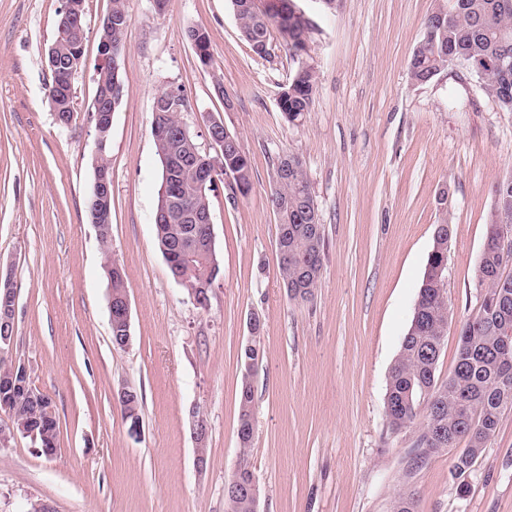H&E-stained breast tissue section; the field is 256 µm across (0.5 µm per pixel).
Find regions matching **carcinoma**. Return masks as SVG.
Wrapping results in <instances>:
<instances>
[{"mask_svg":"<svg viewBox=\"0 0 512 512\" xmlns=\"http://www.w3.org/2000/svg\"><path fill=\"white\" fill-rule=\"evenodd\" d=\"M239 31L254 54L267 55L269 30L279 28L288 51L300 55L305 48L304 32L296 21L283 27L270 9L262 12L255 7L239 9L242 0H231ZM112 50L117 59L125 51V36L130 21L125 0H112ZM202 34L196 54L204 66L213 65L209 51L207 29L191 25L186 36ZM86 34L56 35L53 44L61 58L83 47ZM512 55V0H454L452 10L439 18L429 15L422 38L416 44L410 62V75L415 81L448 69V57L459 62L480 63L485 66L476 75L482 87L504 112H512V65L507 68L488 67L503 50ZM316 92V78L312 69L298 65L280 96V111L290 124L303 120L310 112ZM186 97L180 98L176 108H165L153 114L152 127L169 134L155 142L157 155L175 159V176H162L156 210L169 209L167 216L155 221L159 247L167 250L169 260L181 262L177 250L179 242L189 236H201L199 225L182 219L189 210L211 209L208 188L199 186L196 156L204 155L195 137H178L180 114L187 110ZM288 160V177L277 181L271 193V202L277 217L276 245L284 288L292 300H308L318 287L324 252V228L320 224L319 209L311 192L301 161L283 153L277 165ZM224 167L239 173L243 187L230 185L232 193L247 195L251 189V162L240 143L225 148ZM494 194L506 203L499 212L491 214L483 244L485 263L478 269V286L484 297L478 310L459 328L453 369L448 379L437 376L443 341L448 328V294L439 271L447 269L448 240L432 247L428 254L423 279L413 314L416 325L408 326L399 352L390 370L385 396L387 428L399 434L423 418L413 448L412 460L422 462L449 448H458L452 475L458 480L457 492L469 493L466 477L482 458L490 439L496 434L506 412L512 411V342L504 347L499 328L512 330V275L504 272L500 256L502 226L512 227V183L504 180L494 187ZM184 289L196 288L204 292L219 278L221 267L213 266L210 253L202 249L182 265ZM264 354H240V381L238 388L237 437L240 447H250L254 433L253 376L247 373V363L257 362ZM16 387L0 389V411L13 418L15 432L23 435L37 428V443L42 453L54 452L58 443L56 416L48 415L40 400L29 397L26 379L16 377ZM123 417L141 413L143 395L133 391L132 397L119 401ZM254 476L247 460L240 461L224 487L227 512H255V499L246 491ZM418 497L414 491H405L394 499L391 512H418Z\"/></svg>","mask_w":512,"mask_h":512,"instance_id":"carcinoma-1","label":"carcinoma"}]
</instances>
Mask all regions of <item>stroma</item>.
<instances>
[{
	"label": "stroma",
	"mask_w": 512,
	"mask_h": 512,
	"mask_svg": "<svg viewBox=\"0 0 512 512\" xmlns=\"http://www.w3.org/2000/svg\"><path fill=\"white\" fill-rule=\"evenodd\" d=\"M296 4L309 21L297 60L275 28L269 56L254 54L230 0H169L161 16L153 0H127L106 255L87 211L96 150L88 112L111 0H85L78 112L67 129L54 119L46 65L62 0H0V274L17 286L9 356L52 399L59 425L53 456L20 435L0 446V512L33 501L54 512H225V483L243 459L257 479L258 512H390L404 490L417 493L418 512H512V412L462 497L454 450L409 467L416 432L390 433L384 410L436 225L452 226L439 378L453 367L460 323L480 305L477 257L492 189L512 175V112L473 77L411 80L426 18L452 0H339L333 11L319 0ZM191 25L207 29L212 67L187 39ZM301 63L317 91L292 125L278 99ZM171 83L185 91L181 118L201 149L209 114L252 165L247 195L221 187L211 196L221 275L204 308L171 275L154 229L162 168L152 109ZM284 152L301 160L325 230L319 284L306 301L288 298L276 248L270 195ZM109 259L126 271L131 340L123 348L111 340ZM253 316L264 325V355L244 451L240 353ZM124 386L144 398L136 436L118 402ZM197 418L207 430L201 463Z\"/></svg>",
	"instance_id": "obj_1"
}]
</instances>
